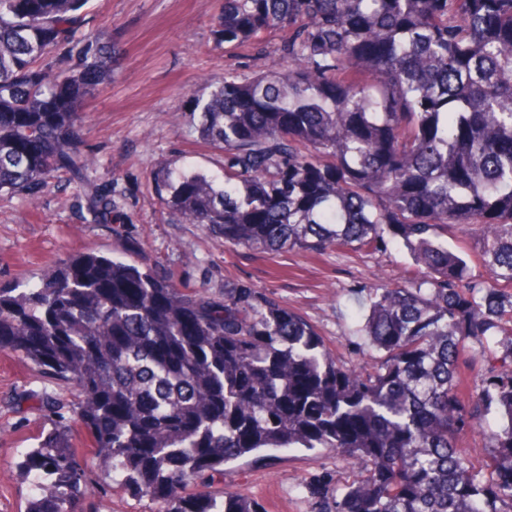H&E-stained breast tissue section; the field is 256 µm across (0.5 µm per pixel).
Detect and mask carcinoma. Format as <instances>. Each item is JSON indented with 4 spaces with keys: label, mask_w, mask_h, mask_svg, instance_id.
<instances>
[{
    "label": "carcinoma",
    "mask_w": 512,
    "mask_h": 512,
    "mask_svg": "<svg viewBox=\"0 0 512 512\" xmlns=\"http://www.w3.org/2000/svg\"><path fill=\"white\" fill-rule=\"evenodd\" d=\"M87 2L0 0V195L29 204L63 178L98 216L85 107L115 45L81 31ZM212 34L226 53L276 39L282 61L193 95L187 122L224 170L163 173L162 204L257 250L399 241L421 277L367 289L370 360L336 364L250 288L192 296L93 252L0 286V352L75 387L106 474L160 512H264L214 475L279 448L351 469L310 487L316 512H512V0H224ZM468 228L484 280L448 247ZM493 413L478 471L457 441ZM19 468L35 488L24 512H77L68 432Z\"/></svg>",
    "instance_id": "cac0c4a2"
}]
</instances>
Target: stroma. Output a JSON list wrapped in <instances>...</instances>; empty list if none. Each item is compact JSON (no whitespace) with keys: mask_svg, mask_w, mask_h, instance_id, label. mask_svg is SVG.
<instances>
[{"mask_svg":"<svg viewBox=\"0 0 512 512\" xmlns=\"http://www.w3.org/2000/svg\"><path fill=\"white\" fill-rule=\"evenodd\" d=\"M224 0H89L86 29L112 36L118 49L112 78L86 107L85 147L97 159L89 179L112 192V211L95 221L72 185L51 181L35 206L0 198V285L25 286L68 256L94 251L152 270L189 294L223 297L249 288L306 319L337 363L363 362L359 319L367 287L378 281L406 285L419 274L400 245L307 252H267L218 241L198 224L172 221L163 208L157 176L168 170L220 173L224 154L198 137L181 115L204 83L219 84L233 64L252 75L256 62L278 67L277 54L217 48L211 22ZM65 407L53 414L44 393ZM76 389L42 371L22 353L0 352V512H23L33 494L17 466V449L36 447L60 425L80 456H94L93 440L71 412ZM349 469L324 448L263 450L225 465L215 487L240 491L266 512H314L310 485L349 481ZM81 512H157L156 502L113 487L99 466L85 474Z\"/></svg>","mask_w":512,"mask_h":512,"instance_id":"35a3bbf8","label":"stroma"}]
</instances>
